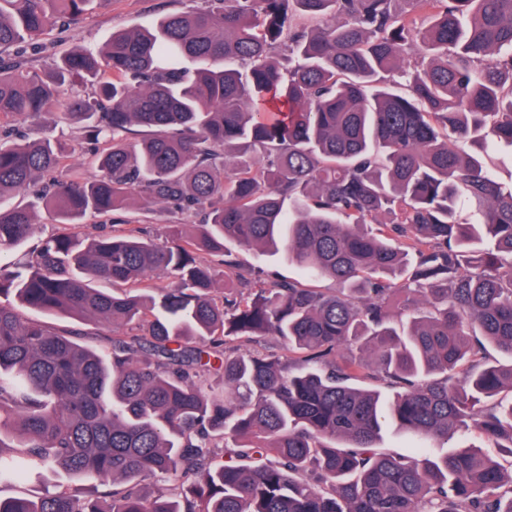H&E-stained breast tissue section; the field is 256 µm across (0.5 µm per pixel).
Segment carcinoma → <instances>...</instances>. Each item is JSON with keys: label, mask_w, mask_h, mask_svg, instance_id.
<instances>
[{"label": "carcinoma", "mask_w": 512, "mask_h": 512, "mask_svg": "<svg viewBox=\"0 0 512 512\" xmlns=\"http://www.w3.org/2000/svg\"><path fill=\"white\" fill-rule=\"evenodd\" d=\"M208 2L44 77L0 64V120L57 110L103 145L88 180L60 142L0 137V257L39 207L64 225L0 267V448H21L0 455V484L47 467L97 481L93 498L63 487L0 512H512V470L431 448L470 430L512 454V400L485 403L512 393V184L493 171L512 146V0ZM99 4L0 0V52ZM76 79L99 97L69 96ZM132 202L201 221L167 225L170 246L138 224L70 230ZM227 241L281 247L336 288L259 284ZM26 309L111 329L109 355ZM260 333L283 353L233 354ZM389 421L423 458L378 451ZM157 475L178 477L171 496L139 491Z\"/></svg>", "instance_id": "cac0c4a2"}]
</instances>
